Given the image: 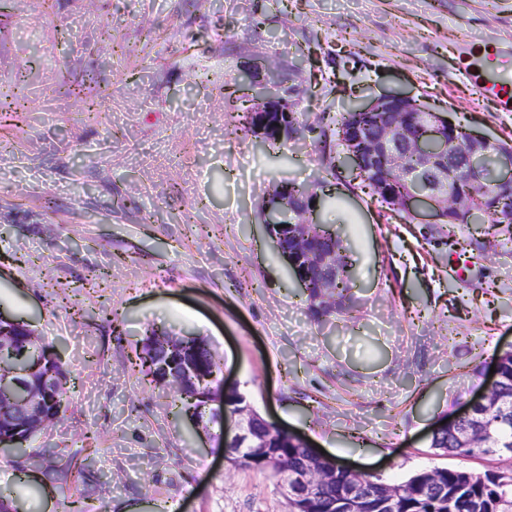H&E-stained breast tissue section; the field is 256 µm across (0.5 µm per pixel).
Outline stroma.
<instances>
[{
    "label": "stroma",
    "mask_w": 512,
    "mask_h": 512,
    "mask_svg": "<svg viewBox=\"0 0 512 512\" xmlns=\"http://www.w3.org/2000/svg\"><path fill=\"white\" fill-rule=\"evenodd\" d=\"M483 40L512 48V0H0V97L27 81L24 111L0 114V315L30 323L74 379L37 443L81 469L24 485L0 454L22 512H288L274 477L228 461L210 415L186 418L139 373L152 328L206 339L263 417L339 463L389 482L486 469L436 455L429 430L512 347V242L462 251L483 225L451 241L383 217L326 174L311 139L261 149L238 128L239 107L275 80L316 113L400 94L512 141V112L458 72ZM74 82L97 115L66 95ZM288 178L318 184L317 217L352 262L351 307L318 321L262 224Z\"/></svg>",
    "instance_id": "1"
}]
</instances>
